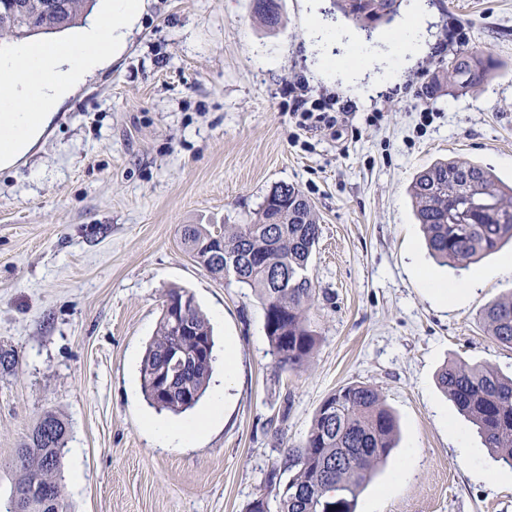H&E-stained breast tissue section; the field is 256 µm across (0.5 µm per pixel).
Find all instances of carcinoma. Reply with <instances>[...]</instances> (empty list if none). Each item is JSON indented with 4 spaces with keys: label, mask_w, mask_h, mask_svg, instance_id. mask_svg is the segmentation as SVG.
Returning <instances> with one entry per match:
<instances>
[{
    "label": "carcinoma",
    "mask_w": 512,
    "mask_h": 512,
    "mask_svg": "<svg viewBox=\"0 0 512 512\" xmlns=\"http://www.w3.org/2000/svg\"><path fill=\"white\" fill-rule=\"evenodd\" d=\"M94 0H55L33 22L17 11L0 8V31L17 39L57 32L90 12ZM396 0H336L344 15L359 23H379L397 12ZM265 24L277 27L282 14L276 0H255ZM494 67L491 56L466 52L448 61V92H468ZM430 256L440 265L466 268L512 244V187L478 164L438 161L420 171L410 187ZM319 225L314 204L295 186H274L246 224H185L181 240L193 260L209 273L252 288L265 312V331L278 367L298 371L314 354L318 337L310 313L316 291L308 274ZM288 279L280 281L281 271ZM166 299L187 305L189 329L161 313L155 336L145 349L140 375L142 391L159 410L175 415L194 408L204 396L215 362L211 326L189 291L173 288ZM489 335L512 348V292L484 308ZM206 347L204 360L193 366L188 401L157 395L154 379L177 349ZM440 389L469 421L483 445L512 468V376L486 363L451 360L438 373ZM69 422L52 412L37 419L16 449L11 503L19 512H67L62 492ZM399 422L380 393L363 383L331 392L317 409L304 443L283 449L266 477V492L246 512H356L358 497L375 470L389 457ZM49 488L57 499L50 507L33 490Z\"/></svg>",
    "instance_id": "1"
}]
</instances>
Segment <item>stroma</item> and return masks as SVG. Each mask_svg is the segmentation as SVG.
Segmentation results:
<instances>
[{"label":"stroma","instance_id":"1","mask_svg":"<svg viewBox=\"0 0 512 512\" xmlns=\"http://www.w3.org/2000/svg\"><path fill=\"white\" fill-rule=\"evenodd\" d=\"M280 4L270 29L254 0H147L124 50L0 171V347L19 361L0 371V512L14 451L47 411L70 423V512H244L322 400L352 382L376 388L400 423L357 512H512V471L436 384L459 358L512 374V348L481 318L512 289V248L460 272L435 265L409 194L445 159L512 185V0H424L420 46L388 81L404 15L367 31L332 0ZM314 13L346 56L371 51L353 78L318 68ZM475 50L498 62L483 84L424 95L449 58ZM298 84L349 114L300 126ZM282 183L314 203L320 227L309 269L319 341L297 372L278 368L254 290L214 277L180 241L184 224L248 223ZM174 287L195 295L217 342H233L235 381L225 387L216 361L220 417L162 448L148 421L179 419L148 405L139 370Z\"/></svg>","mask_w":512,"mask_h":512}]
</instances>
